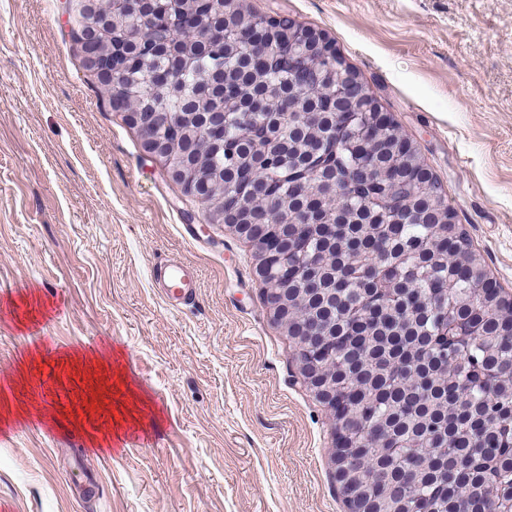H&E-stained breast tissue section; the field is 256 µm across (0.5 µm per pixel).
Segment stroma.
I'll use <instances>...</instances> for the list:
<instances>
[{
    "instance_id": "1",
    "label": "stroma",
    "mask_w": 512,
    "mask_h": 512,
    "mask_svg": "<svg viewBox=\"0 0 512 512\" xmlns=\"http://www.w3.org/2000/svg\"><path fill=\"white\" fill-rule=\"evenodd\" d=\"M63 0H0V504L15 512H347L334 423L297 380L254 250L105 103ZM324 32L420 148L488 273L512 293V0H245ZM200 271L167 307L153 263ZM110 371L50 370L45 343ZM123 368L152 421L115 430ZM106 435L94 447L89 434ZM99 479L89 487L77 468Z\"/></svg>"
}]
</instances>
